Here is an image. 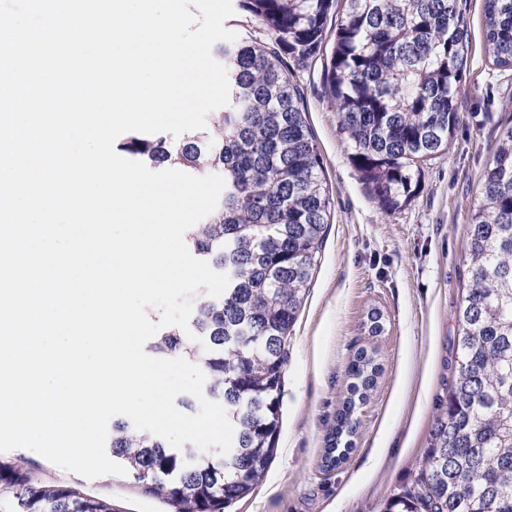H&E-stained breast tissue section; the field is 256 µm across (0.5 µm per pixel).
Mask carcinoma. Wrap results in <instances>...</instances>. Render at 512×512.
<instances>
[{"label":"carcinoma","mask_w":512,"mask_h":512,"mask_svg":"<svg viewBox=\"0 0 512 512\" xmlns=\"http://www.w3.org/2000/svg\"><path fill=\"white\" fill-rule=\"evenodd\" d=\"M340 2L324 94L353 164L385 211L416 195L420 163L447 151L459 124L467 0H240L272 46L247 38L224 45L229 104L211 133L164 154L197 176L224 171L222 200L185 236L229 285L219 299L199 298L193 328L203 345L171 326L149 345L160 357H185L201 368L234 423L235 440L218 464L125 421L112 424V456L130 484L171 512H224L258 484L274 455L288 335L310 290L332 207L292 68L323 53L326 22ZM483 18L488 57L512 70V0H483ZM126 149L159 155L138 135ZM466 253L448 397L413 488L389 499L384 512H512V124L502 128L484 169ZM379 371L365 350L348 363L350 398L331 432L328 466L351 449L353 396L365 399ZM0 512L120 509L109 497L0 455Z\"/></svg>","instance_id":"obj_1"}]
</instances>
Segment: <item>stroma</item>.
<instances>
[{
	"mask_svg": "<svg viewBox=\"0 0 512 512\" xmlns=\"http://www.w3.org/2000/svg\"><path fill=\"white\" fill-rule=\"evenodd\" d=\"M466 18L459 128L448 152L423 165L414 199L392 213L348 157L321 62L294 74L332 198L330 224L288 337L275 454L255 489L224 512H383L420 471L453 371L470 213L498 134L512 123V70L487 57L482 0H468ZM374 310L382 315L378 334L366 327ZM361 349L375 353L381 372L358 408L352 450L329 469L323 460L347 397L344 370ZM13 454L50 478L111 497L122 512H168L131 490L127 477L86 479L32 450Z\"/></svg>",
	"mask_w": 512,
	"mask_h": 512,
	"instance_id": "35a3bbf8",
	"label": "stroma"
}]
</instances>
